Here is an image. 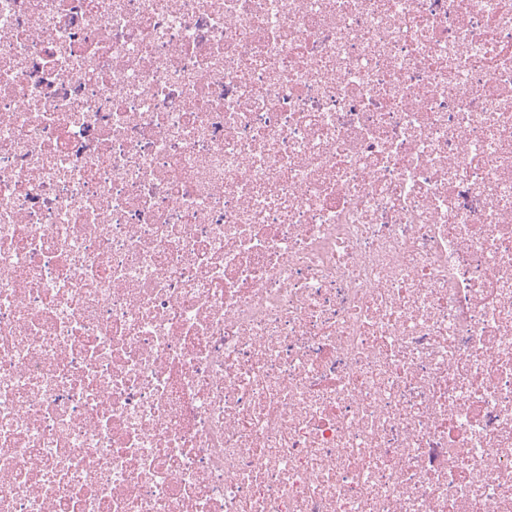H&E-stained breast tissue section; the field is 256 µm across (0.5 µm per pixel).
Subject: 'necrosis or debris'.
<instances>
[{
  "label": "necrosis or debris",
  "mask_w": 512,
  "mask_h": 512,
  "mask_svg": "<svg viewBox=\"0 0 512 512\" xmlns=\"http://www.w3.org/2000/svg\"><path fill=\"white\" fill-rule=\"evenodd\" d=\"M0 512H512V0H0Z\"/></svg>",
  "instance_id": "4bbe7bcc"
}]
</instances>
